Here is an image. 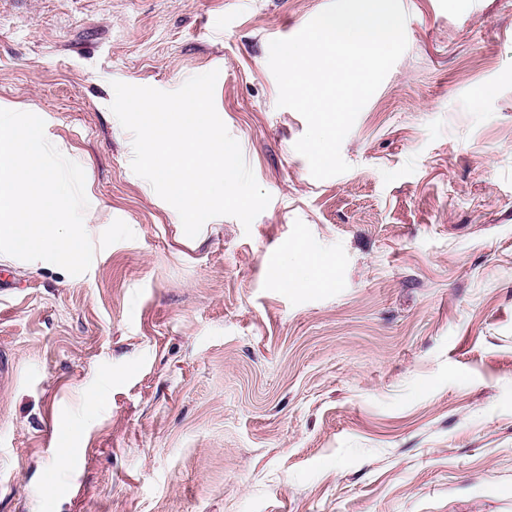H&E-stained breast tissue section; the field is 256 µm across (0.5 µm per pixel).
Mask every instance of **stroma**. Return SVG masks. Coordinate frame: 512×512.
Returning <instances> with one entry per match:
<instances>
[{
  "mask_svg": "<svg viewBox=\"0 0 512 512\" xmlns=\"http://www.w3.org/2000/svg\"><path fill=\"white\" fill-rule=\"evenodd\" d=\"M401 3L318 180L268 56L329 0H0V101L83 168L92 241L135 234L80 276L0 254V512H512V0ZM214 69L271 201L190 238L112 84ZM299 248L333 281L282 285Z\"/></svg>",
  "mask_w": 512,
  "mask_h": 512,
  "instance_id": "1",
  "label": "stroma"
}]
</instances>
